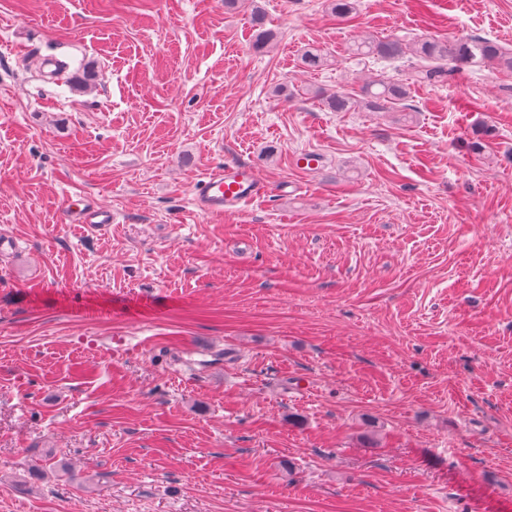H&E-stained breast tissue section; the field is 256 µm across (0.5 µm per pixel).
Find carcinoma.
<instances>
[{"label": "carcinoma", "mask_w": 512, "mask_h": 512, "mask_svg": "<svg viewBox=\"0 0 512 512\" xmlns=\"http://www.w3.org/2000/svg\"><path fill=\"white\" fill-rule=\"evenodd\" d=\"M351 54L389 60L409 58L411 64L408 77L376 79L362 88L359 101L351 96L334 94L327 99V103L335 112H348L356 104L368 112H393L399 108L404 112H412L414 108L407 101L411 86L416 83H443L453 78L459 68L475 60L512 69L511 53L501 50L491 40L480 38L455 43L425 38L412 46L398 41L364 39L352 44ZM301 62L304 68L318 71L327 65V57L320 49L311 47L304 51Z\"/></svg>", "instance_id": "1"}]
</instances>
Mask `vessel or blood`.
<instances>
[{
	"mask_svg": "<svg viewBox=\"0 0 512 512\" xmlns=\"http://www.w3.org/2000/svg\"><path fill=\"white\" fill-rule=\"evenodd\" d=\"M269 193V186L257 178L251 168L233 162L216 168L194 184L198 211L211 217L241 211ZM64 219L71 224L100 229L113 222L110 208L71 200L65 205Z\"/></svg>",
	"mask_w": 512,
	"mask_h": 512,
	"instance_id": "vessel-or-blood-1",
	"label": "vessel or blood"
}]
</instances>
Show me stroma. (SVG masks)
<instances>
[{
    "label": "stroma",
    "instance_id": "1",
    "mask_svg": "<svg viewBox=\"0 0 512 512\" xmlns=\"http://www.w3.org/2000/svg\"><path fill=\"white\" fill-rule=\"evenodd\" d=\"M366 36L512 0H0V512H512V71L331 111ZM227 161L273 192L201 217ZM64 220L69 224H85L90 228H104L113 223L112 210L91 203H75L68 199L64 208Z\"/></svg>",
    "mask_w": 512,
    "mask_h": 512
}]
</instances>
